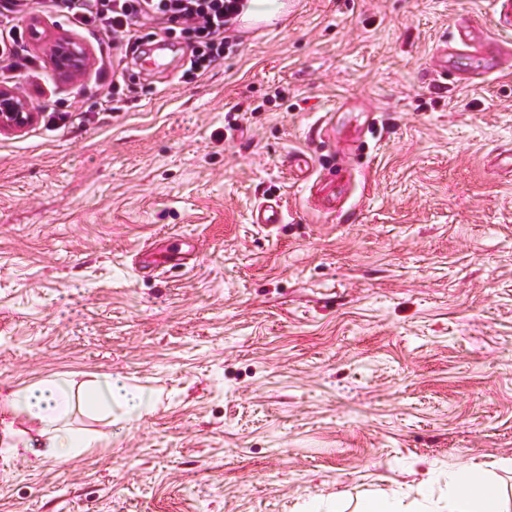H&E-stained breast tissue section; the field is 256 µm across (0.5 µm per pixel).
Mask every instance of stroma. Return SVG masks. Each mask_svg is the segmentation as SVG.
<instances>
[{"label": "stroma", "mask_w": 512, "mask_h": 512, "mask_svg": "<svg viewBox=\"0 0 512 512\" xmlns=\"http://www.w3.org/2000/svg\"><path fill=\"white\" fill-rule=\"evenodd\" d=\"M497 0H302L187 78L100 53L56 78L24 40L38 121L0 134V385L119 374L154 410L77 457L0 459V512H304L448 499V471L512 484V68L431 81L464 20L512 47ZM124 108L105 110L114 66ZM281 99H274V91ZM241 131H225L229 112ZM360 148L326 142L327 122ZM346 170L336 204L311 186ZM279 199L283 223L252 222ZM174 236L176 268L135 260Z\"/></svg>", "instance_id": "stroma-1"}]
</instances>
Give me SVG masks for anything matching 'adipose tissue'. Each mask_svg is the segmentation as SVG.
I'll list each match as a JSON object with an SVG mask.
<instances>
[{"label": "adipose tissue", "mask_w": 512, "mask_h": 512, "mask_svg": "<svg viewBox=\"0 0 512 512\" xmlns=\"http://www.w3.org/2000/svg\"><path fill=\"white\" fill-rule=\"evenodd\" d=\"M86 403L111 413L113 422H127L149 412V394L119 375H105L78 383L52 377L16 387L0 388V458L26 452V460L39 464L48 458L78 456L92 447L94 439L68 424L75 407ZM23 418L36 427V439L13 429L11 421ZM512 495L488 470L473 464L448 474V512H512Z\"/></svg>", "instance_id": "obj_1"}]
</instances>
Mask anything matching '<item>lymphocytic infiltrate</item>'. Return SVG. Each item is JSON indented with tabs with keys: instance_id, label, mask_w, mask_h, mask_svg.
<instances>
[{
	"instance_id": "obj_1",
	"label": "lymphocytic infiltrate",
	"mask_w": 512,
	"mask_h": 512,
	"mask_svg": "<svg viewBox=\"0 0 512 512\" xmlns=\"http://www.w3.org/2000/svg\"><path fill=\"white\" fill-rule=\"evenodd\" d=\"M243 0H0V82L19 68L22 21L59 14L72 24L101 33L106 46L134 50L156 39L189 37L194 48L186 76L196 77L239 47L236 22Z\"/></svg>"
}]
</instances>
